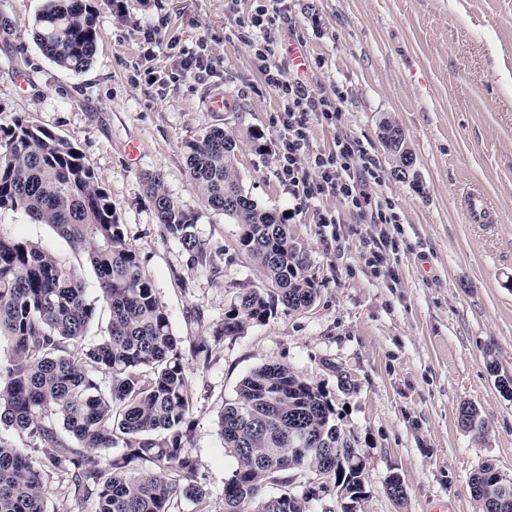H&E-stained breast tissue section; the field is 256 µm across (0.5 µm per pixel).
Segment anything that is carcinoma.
<instances>
[{"label": "carcinoma", "mask_w": 512, "mask_h": 512, "mask_svg": "<svg viewBox=\"0 0 512 512\" xmlns=\"http://www.w3.org/2000/svg\"><path fill=\"white\" fill-rule=\"evenodd\" d=\"M93 0H44L33 37L57 66L82 72L99 40ZM381 139L403 163L408 148ZM190 179L209 208L238 225V246L261 268L267 286L246 288L224 313L220 335L238 336L268 321L282 306L309 308L317 296L304 247L273 210L249 197L236 166V141L220 127L184 145ZM157 222L207 264L195 216L166 191L162 175L142 177ZM21 211L84 251L108 312L107 334L85 336L97 315L76 270L40 245L0 232V339L11 357L0 362V425L25 437H0V512H47L51 472L67 475L91 512H181L182 502L208 508L209 490L185 444L192 411L184 353L168 312L143 276L112 201L78 150L52 131L16 118L0 127V211ZM110 384L102 387L98 375ZM458 422L478 435L485 423L471 404ZM224 450L235 468L224 482L223 512H298L288 475L300 471L301 452L288 433L302 430L336 443L335 410L327 393L287 366L266 363L245 376L220 416ZM327 472L309 483L304 501H319L336 477L352 475L323 453L309 460ZM500 474L479 466L471 482L494 493ZM272 485L278 492L268 493Z\"/></svg>", "instance_id": "1"}]
</instances>
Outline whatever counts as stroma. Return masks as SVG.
Segmentation results:
<instances>
[{
	"instance_id": "1",
	"label": "stroma",
	"mask_w": 512,
	"mask_h": 512,
	"mask_svg": "<svg viewBox=\"0 0 512 512\" xmlns=\"http://www.w3.org/2000/svg\"><path fill=\"white\" fill-rule=\"evenodd\" d=\"M43 4L0 0L8 23L0 31V125L21 117L74 144L108 194L181 349L207 345V366H187L188 449L212 512H220L235 466L220 435L224 403L270 362L328 392L337 424L367 459L365 512H481L470 489L478 466L493 464L512 480V398L487 369L493 359L512 376V0H282L274 63L286 70L303 54L308 90L344 98L337 125L311 122L309 150L333 149L340 132L356 138L379 165L374 194L400 217L385 226L363 223L332 195L297 199L277 177L282 102L238 24L254 0H125L122 14L101 5L97 52L80 73L58 67L35 42ZM152 26L163 28L164 43L146 42ZM186 52L202 54L207 71L176 76ZM219 94L224 111H208ZM386 117L405 131L420 191L392 174L379 138ZM213 126L236 141L245 191L305 246L318 289L310 308L279 310L238 336L219 335L224 313L264 280L237 244V225L209 209L189 177L184 145ZM130 141L141 146L138 159L125 153ZM152 171L194 213L207 265L158 224L142 183ZM473 188L490 200L495 223L465 222L459 201ZM323 210L336 214V225L318 224ZM382 231L395 249L376 272L361 241ZM0 232L74 266L87 301L99 306L90 264L51 227L5 210ZM467 402L485 422L483 438L457 422ZM395 473L407 489L401 505L385 492Z\"/></svg>"
}]
</instances>
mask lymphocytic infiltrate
I'll return each instance as SVG.
<instances>
[{"instance_id": "lymphocytic-infiltrate-1", "label": "lymphocytic infiltrate", "mask_w": 512, "mask_h": 512, "mask_svg": "<svg viewBox=\"0 0 512 512\" xmlns=\"http://www.w3.org/2000/svg\"><path fill=\"white\" fill-rule=\"evenodd\" d=\"M273 22L268 5L261 2L241 19L240 26L253 36L265 83L275 88L284 101V110L276 122L279 176L294 197L312 200L331 194L369 223H397L392 208L383 206L369 191V182L380 179L378 168L354 139L340 135L330 152L308 154L310 119L336 123L342 102L312 94L298 75L285 74L271 62Z\"/></svg>"}]
</instances>
